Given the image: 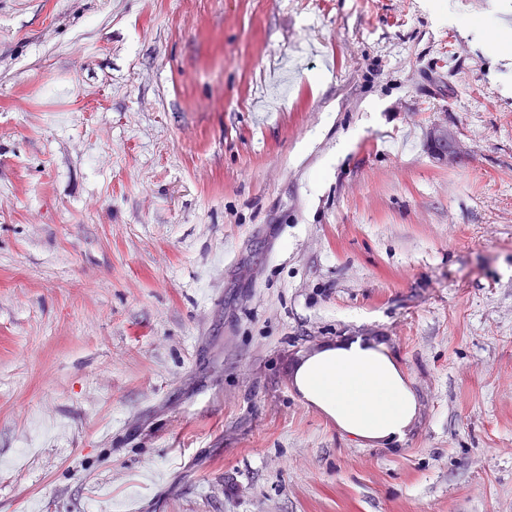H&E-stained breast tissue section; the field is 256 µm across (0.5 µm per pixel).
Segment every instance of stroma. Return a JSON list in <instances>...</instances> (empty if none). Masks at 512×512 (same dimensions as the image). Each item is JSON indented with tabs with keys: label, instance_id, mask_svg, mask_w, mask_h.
I'll return each instance as SVG.
<instances>
[{
	"label": "stroma",
	"instance_id": "35a3bbf8",
	"mask_svg": "<svg viewBox=\"0 0 512 512\" xmlns=\"http://www.w3.org/2000/svg\"><path fill=\"white\" fill-rule=\"evenodd\" d=\"M509 15L0 0V512H512ZM351 336L402 440L294 384ZM428 144L434 157L441 163L457 160L460 151L456 134L448 130L444 123L436 124L430 129Z\"/></svg>",
	"mask_w": 512,
	"mask_h": 512
}]
</instances>
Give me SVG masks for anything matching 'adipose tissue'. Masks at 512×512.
<instances>
[{"label": "adipose tissue", "mask_w": 512, "mask_h": 512, "mask_svg": "<svg viewBox=\"0 0 512 512\" xmlns=\"http://www.w3.org/2000/svg\"><path fill=\"white\" fill-rule=\"evenodd\" d=\"M295 380L304 399L357 438L400 439L414 414L415 396L384 347L360 337L306 358Z\"/></svg>", "instance_id": "1"}]
</instances>
